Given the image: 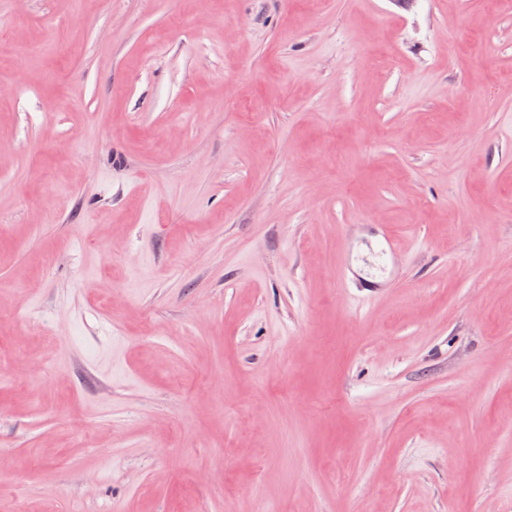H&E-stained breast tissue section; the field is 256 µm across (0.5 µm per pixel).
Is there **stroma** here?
Returning <instances> with one entry per match:
<instances>
[{"label": "stroma", "instance_id": "obj_1", "mask_svg": "<svg viewBox=\"0 0 512 512\" xmlns=\"http://www.w3.org/2000/svg\"><path fill=\"white\" fill-rule=\"evenodd\" d=\"M0 512H512V0H0Z\"/></svg>", "mask_w": 512, "mask_h": 512}]
</instances>
